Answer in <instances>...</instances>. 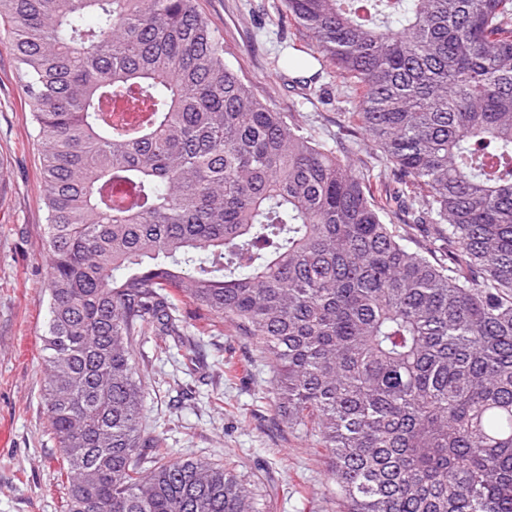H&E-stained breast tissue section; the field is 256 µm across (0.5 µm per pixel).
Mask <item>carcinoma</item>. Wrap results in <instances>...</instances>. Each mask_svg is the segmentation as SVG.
Returning <instances> with one entry per match:
<instances>
[{"mask_svg": "<svg viewBox=\"0 0 512 512\" xmlns=\"http://www.w3.org/2000/svg\"><path fill=\"white\" fill-rule=\"evenodd\" d=\"M282 2L383 175L257 99L195 0H0L66 512H262L233 462L141 428L138 338L199 363L180 296L257 340L343 512H512V0Z\"/></svg>", "mask_w": 512, "mask_h": 512, "instance_id": "carcinoma-1", "label": "carcinoma"}]
</instances>
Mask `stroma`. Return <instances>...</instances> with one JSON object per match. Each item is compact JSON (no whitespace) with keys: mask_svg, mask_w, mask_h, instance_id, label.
I'll list each match as a JSON object with an SVG mask.
<instances>
[{"mask_svg":"<svg viewBox=\"0 0 512 512\" xmlns=\"http://www.w3.org/2000/svg\"><path fill=\"white\" fill-rule=\"evenodd\" d=\"M210 29L224 42L226 60L254 94L279 112H292L316 139L339 143L356 156L366 140L346 132L352 92L319 56L304 31L281 15V0H197ZM303 55L320 79L314 91L298 73L280 69L287 55ZM22 74L0 47V512H65L57 476V448L41 389L42 346L48 320L47 210L41 190V146L33 111L20 93ZM200 365L181 368L177 350L162 354L158 336H144L133 352L145 392L142 427L162 435L177 455L212 463L232 461L258 482L265 512H339L322 450L304 431L288 427L269 405L274 372L259 347L228 322L180 305ZM249 357L251 370L224 373L227 356ZM224 397L223 407L211 402Z\"/></svg>","mask_w":512,"mask_h":512,"instance_id":"1","label":"stroma"}]
</instances>
